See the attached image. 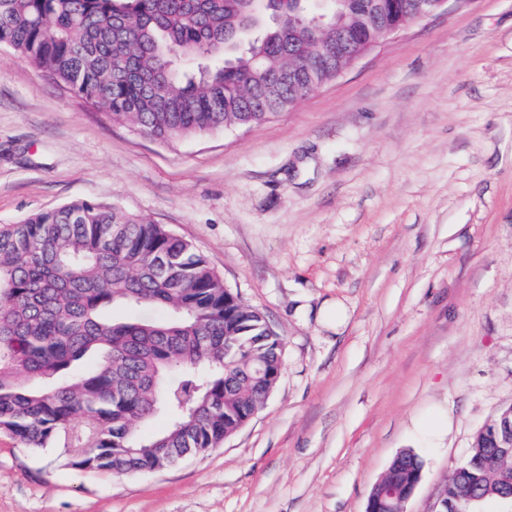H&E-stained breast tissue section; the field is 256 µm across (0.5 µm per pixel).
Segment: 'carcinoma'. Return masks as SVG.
Instances as JSON below:
<instances>
[{
  "label": "carcinoma",
  "instance_id": "cac0c4a2",
  "mask_svg": "<svg viewBox=\"0 0 512 512\" xmlns=\"http://www.w3.org/2000/svg\"><path fill=\"white\" fill-rule=\"evenodd\" d=\"M375 0H333L313 16L294 0H0V46L112 121L169 142L265 123L291 109L288 72L335 77L336 41L368 40ZM116 308L126 314H111ZM281 339L224 288L204 255L160 224L76 201L0 224V432L28 448L69 440L70 463L150 472L224 444L282 373ZM160 417L151 436L138 425ZM482 432L452 473L481 501L512 484ZM401 479L423 463L400 454Z\"/></svg>",
  "mask_w": 512,
  "mask_h": 512
}]
</instances>
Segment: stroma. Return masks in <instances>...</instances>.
<instances>
[{
    "label": "stroma",
    "instance_id": "obj_1",
    "mask_svg": "<svg viewBox=\"0 0 512 512\" xmlns=\"http://www.w3.org/2000/svg\"><path fill=\"white\" fill-rule=\"evenodd\" d=\"M75 200L191 242L283 370L222 446L158 471L0 434V512H366L405 450L406 512H438L512 405V0H448L294 109L169 143L0 47V224ZM401 457V463L404 466L402 469L401 479L403 484H410L405 492L399 497L400 488L398 486L397 480L395 478V472L387 469L383 474L379 482L374 486L373 493L369 497L367 512H371L370 504L373 500V495L375 494L380 501H383L386 507L391 506V502L396 500L398 502V507L395 510H387L375 500L373 502L372 508L373 512H405V504L412 497L419 481L421 479L420 471L423 466L421 459L412 451H405L399 454ZM419 476V477H418Z\"/></svg>",
    "mask_w": 512,
    "mask_h": 512
}]
</instances>
